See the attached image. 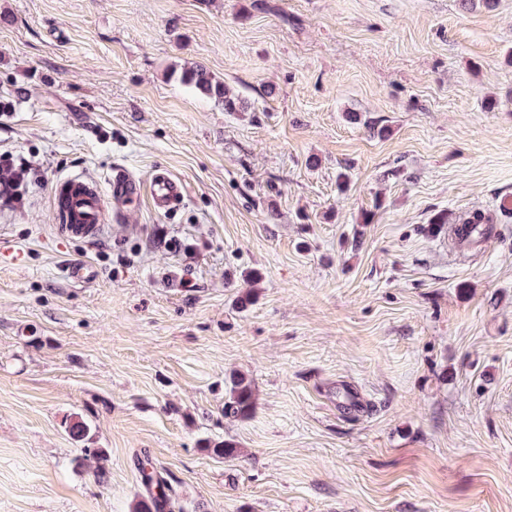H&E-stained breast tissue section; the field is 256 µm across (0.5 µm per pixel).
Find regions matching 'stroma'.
I'll return each mask as SVG.
<instances>
[{
    "mask_svg": "<svg viewBox=\"0 0 512 512\" xmlns=\"http://www.w3.org/2000/svg\"><path fill=\"white\" fill-rule=\"evenodd\" d=\"M511 50L512 0H0V512H132L142 460L183 512H512ZM116 167L185 199L62 235ZM181 81L193 86L200 93L221 102L225 111L242 112L246 109L245 102L238 95H234L224 82L216 80L212 74L201 66L184 67ZM459 224L462 225L458 227ZM459 224L453 229L454 237L457 241L459 239V243L461 241L477 242L476 239L472 241L475 234L480 236L478 238L487 237L491 235L493 230L491 217L480 210L473 211ZM253 408V390L250 382L244 378H233L230 397L224 405L225 415L247 417Z\"/></svg>",
    "mask_w": 512,
    "mask_h": 512,
    "instance_id": "1",
    "label": "stroma"
}]
</instances>
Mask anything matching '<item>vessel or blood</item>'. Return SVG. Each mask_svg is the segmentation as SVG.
<instances>
[{
    "mask_svg": "<svg viewBox=\"0 0 512 512\" xmlns=\"http://www.w3.org/2000/svg\"><path fill=\"white\" fill-rule=\"evenodd\" d=\"M108 190L81 177L57 181L54 192V215L60 229L81 238L95 237L103 224L121 221L128 210L150 202L154 210L167 211L179 204L185 195L184 184L167 173L155 174L142 181L130 172L114 169ZM115 209H108L107 200Z\"/></svg>",
    "mask_w": 512,
    "mask_h": 512,
    "instance_id": "obj_1",
    "label": "vessel or blood"
}]
</instances>
